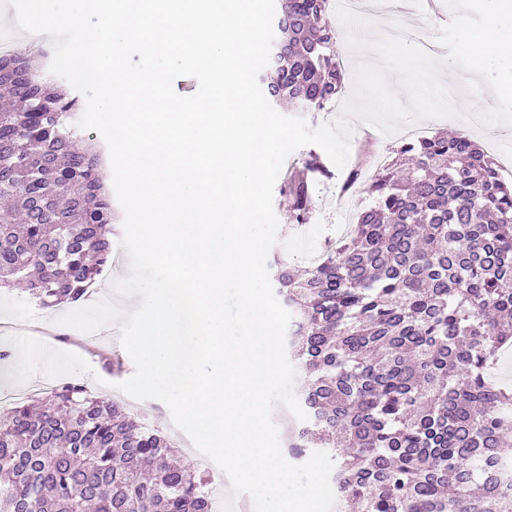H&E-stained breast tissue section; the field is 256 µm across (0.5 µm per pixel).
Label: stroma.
Instances as JSON below:
<instances>
[{"label":"stroma","instance_id":"stroma-1","mask_svg":"<svg viewBox=\"0 0 512 512\" xmlns=\"http://www.w3.org/2000/svg\"><path fill=\"white\" fill-rule=\"evenodd\" d=\"M433 135L442 133L456 134L465 129L452 120H434L428 124ZM469 135L480 141L488 157L495 164L512 162V139L501 136L492 137L485 130L472 127L466 129ZM316 155L320 163L318 171L310 175L313 187L312 217L308 223L291 225L288 202L282 194L274 196V210L279 221L277 241L271 248L270 257L281 256L297 269L309 266L310 258L319 254L326 237L336 235L350 224L356 223L358 214L370 203L366 190L343 191L348 170L337 169L318 146H305L293 152L286 160L287 165L302 164L309 155ZM65 308L45 309L27 293L15 289L0 293V348H14L19 340L15 323L19 320L39 322L42 319L57 320L65 315ZM77 341L69 345V352L84 356L92 367V374L81 375L80 380L91 386L92 390L104 395L122 407L126 412L136 415L150 427H160L176 448L181 462L192 464L198 476L210 479L222 492H229L230 483L226 475L221 474L218 466L200 453L190 439L172 421L166 405L156 400H137L117 390V382L130 378L135 372V364L120 341H113L105 347L103 353H87L82 345L86 335L77 332Z\"/></svg>","mask_w":512,"mask_h":512}]
</instances>
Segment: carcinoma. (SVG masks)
<instances>
[{
    "label": "carcinoma",
    "mask_w": 512,
    "mask_h": 512,
    "mask_svg": "<svg viewBox=\"0 0 512 512\" xmlns=\"http://www.w3.org/2000/svg\"><path fill=\"white\" fill-rule=\"evenodd\" d=\"M328 0H277L268 97L320 112L344 70ZM0 288L78 305L112 258L117 216L78 99L0 54ZM288 173L289 220L311 218L308 173ZM372 205L299 277L273 280L308 377L292 438L336 462L339 512H512V390L488 378L512 346V184L466 135L403 143L368 184ZM168 439L66 382L0 416V512H213Z\"/></svg>",
    "instance_id": "cac0c4a2"
}]
</instances>
